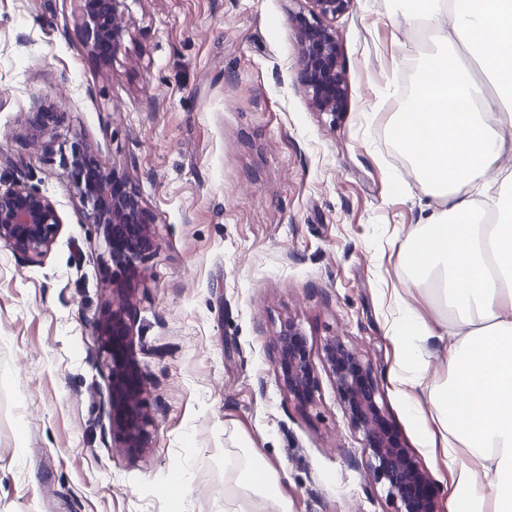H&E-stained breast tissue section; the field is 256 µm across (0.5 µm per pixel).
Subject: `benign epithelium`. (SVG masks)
Returning a JSON list of instances; mask_svg holds the SVG:
<instances>
[{
  "label": "benign epithelium",
  "instance_id": "obj_1",
  "mask_svg": "<svg viewBox=\"0 0 512 512\" xmlns=\"http://www.w3.org/2000/svg\"><path fill=\"white\" fill-rule=\"evenodd\" d=\"M78 24L86 45L111 59L124 47L128 0H79ZM310 17H300V82L313 107L332 117L344 107L347 77L340 62L332 21L348 12L353 0H308ZM62 112H34L29 124L44 137L59 125ZM63 177L82 207L83 223L103 229L112 263V288L95 329L112 374L108 419L115 447L136 453L149 446L154 427L130 350L126 310L127 281L140 277L139 262L156 246L152 220L140 189L119 175L82 140L71 145ZM62 223L56 205L21 182L0 187V243L31 263L40 262L56 243ZM277 368L288 396L314 401L316 387L310 353L292 323L277 340ZM323 360L333 376L350 418L363 435V452L372 461L374 480L399 503L397 512H440L427 472L377 403L372 367L340 339H327Z\"/></svg>",
  "mask_w": 512,
  "mask_h": 512
}]
</instances>
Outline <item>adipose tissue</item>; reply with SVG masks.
Here are the masks:
<instances>
[{"instance_id":"obj_1","label":"adipose tissue","mask_w":512,"mask_h":512,"mask_svg":"<svg viewBox=\"0 0 512 512\" xmlns=\"http://www.w3.org/2000/svg\"><path fill=\"white\" fill-rule=\"evenodd\" d=\"M406 23L441 50L419 57L418 78L390 136L437 208L399 247L406 282L441 319L408 310L391 328L402 352L397 391L421 386L428 366L408 337H438L448 373L427 393L439 443L456 465L460 512H512V0H402ZM236 492L224 512H289L256 449L225 456Z\"/></svg>"}]
</instances>
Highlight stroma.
Returning <instances> with one entry per match:
<instances>
[{
  "label": "stroma",
  "instance_id": "1",
  "mask_svg": "<svg viewBox=\"0 0 512 512\" xmlns=\"http://www.w3.org/2000/svg\"><path fill=\"white\" fill-rule=\"evenodd\" d=\"M308 9L130 0L107 62L82 38L77 0H0V182L37 189L62 222L41 264L0 246V512H224V454L245 445L290 512H395L322 361L334 336L371 364L380 405L452 512L455 470L431 421L411 415L426 390L391 381L407 288L397 250L435 201L393 154L390 89L426 46L400 0H354L334 23L348 96L331 117L300 83ZM38 109L65 115L47 149L27 122ZM78 139L139 185L157 239L127 316L154 416L135 456L112 441L94 328L107 245L63 177ZM291 323L315 371L309 404L276 371ZM181 470L185 495L167 486Z\"/></svg>",
  "mask_w": 512,
  "mask_h": 512
}]
</instances>
